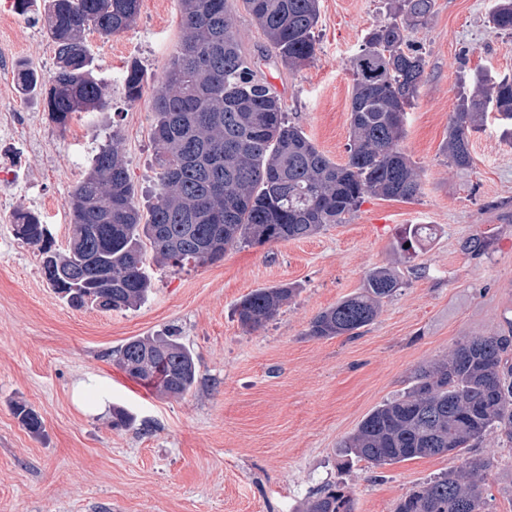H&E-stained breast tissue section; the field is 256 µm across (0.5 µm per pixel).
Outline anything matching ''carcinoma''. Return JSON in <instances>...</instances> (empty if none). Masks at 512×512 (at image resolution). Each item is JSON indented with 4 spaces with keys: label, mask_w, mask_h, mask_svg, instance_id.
I'll use <instances>...</instances> for the list:
<instances>
[{
    "label": "carcinoma",
    "mask_w": 512,
    "mask_h": 512,
    "mask_svg": "<svg viewBox=\"0 0 512 512\" xmlns=\"http://www.w3.org/2000/svg\"><path fill=\"white\" fill-rule=\"evenodd\" d=\"M266 38L267 56L296 70L315 56L319 0H238ZM392 21L368 31L349 60L353 86L347 160L336 163L290 123L271 84L255 72L234 31L230 0H179L184 36L154 104L158 191L143 216L118 147L102 145L69 195L73 224L67 252L31 211L13 215L16 235L43 256L49 285L74 308L127 310L152 288L147 259L182 268L214 264L238 245L309 237L341 224L367 195L413 200L418 167L403 152L405 116L416 102L427 60L411 34L423 27L434 0H388ZM139 0H43L40 17L56 48L46 82L17 66L22 94L44 98L48 117L64 131L80 112L102 114L111 86L95 74L85 33L110 39L135 22ZM493 28L512 33V0H497ZM146 71L127 65L125 96L138 100ZM490 112L512 139V79L478 72L448 122L444 150L450 165L470 166L471 138ZM402 287L388 266L369 271L362 286L318 313L307 335L355 336L379 315L384 299ZM297 294L282 284L258 288L236 312L248 331L264 327ZM120 367L164 395L195 386L196 363L179 334L136 337L115 351ZM15 415L31 434L41 417L18 403ZM512 445V321L486 336L458 342L444 358L415 370L401 396L369 413L344 442L345 454L374 467L460 453L489 434ZM493 461L471 456L400 499L395 512H489L482 482ZM303 512H354L339 482L317 490Z\"/></svg>",
    "instance_id": "obj_1"
}]
</instances>
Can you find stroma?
<instances>
[{
  "label": "stroma",
  "instance_id": "35a3bbf8",
  "mask_svg": "<svg viewBox=\"0 0 512 512\" xmlns=\"http://www.w3.org/2000/svg\"><path fill=\"white\" fill-rule=\"evenodd\" d=\"M494 0H435L413 36L428 60L402 149L421 170L411 201L366 196L345 222L313 236L238 246L222 261L154 273L140 306L124 311L70 307L51 288L37 247L14 232L13 213L41 214L56 250L71 234L68 199L99 146L119 134L141 209L156 183L154 96L183 37L178 0H140L134 24L110 39L88 34L96 73L112 87L105 116L51 123L41 99L18 93L0 68V112L25 127L9 155L20 180L0 213V512H300L325 483H343L355 512H394L430 479L459 469L464 455L416 458L382 468L343 465L341 443L361 420L402 395L417 367L468 336L512 320V140L497 120L472 139V163L450 166L444 151L461 82L476 71L512 77V34L492 28ZM243 50L271 83L291 123L333 161L347 159L352 80L346 69L365 34L389 22L386 0H319L315 58L297 71L265 58L266 40L234 9ZM43 78L56 67L43 21L14 15L0 27ZM139 62L142 97H124L127 65ZM428 224L431 239L402 251L406 229ZM472 237L492 250H464ZM395 267L402 287L358 336L317 339L310 321L361 287L376 266ZM293 283L298 295L273 320L244 330L235 308L251 291ZM177 329L191 349L197 381L181 397L130 378L114 352L136 336ZM83 401H76L78 384ZM108 408L92 412L97 397ZM23 402L44 432L28 433L13 413ZM131 427L112 426V407ZM478 455L493 458L484 485L491 512H512V447L488 435Z\"/></svg>",
  "mask_w": 512,
  "mask_h": 512
}]
</instances>
